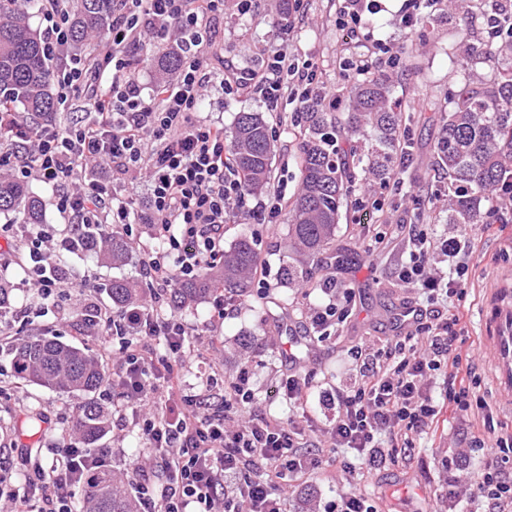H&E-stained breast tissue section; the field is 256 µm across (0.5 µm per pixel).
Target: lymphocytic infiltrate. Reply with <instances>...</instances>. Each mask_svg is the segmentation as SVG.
I'll return each instance as SVG.
<instances>
[{
    "label": "lymphocytic infiltrate",
    "mask_w": 512,
    "mask_h": 512,
    "mask_svg": "<svg viewBox=\"0 0 512 512\" xmlns=\"http://www.w3.org/2000/svg\"><path fill=\"white\" fill-rule=\"evenodd\" d=\"M40 10L45 52L59 62L54 78L60 101L84 96L94 115L62 128L0 115V169L52 188L54 205L68 221L64 240L90 224H119L128 234L134 225H148L162 244L161 252H144L140 260L155 289L153 304L114 316L111 308L86 296V281L53 276L42 250L45 231L32 232L23 224L0 225V264L8 263L12 246L24 240L41 297L55 304L80 301L102 357L119 356L112 373V412L116 427L138 425L151 455L152 467L138 472L146 512H285L281 489L323 464L322 456L302 451L310 429L307 415L285 420L256 415L244 370L220 404H212L204 392L182 393L178 381L191 369L195 351L217 352L220 340H193L181 318L162 311L175 281L194 279L221 263L224 224L232 210L250 208L262 223L273 224L286 196L287 185L280 181L264 198L250 200L228 161L223 124L199 111L212 84L200 60L202 46L224 0H114L106 34L90 59L68 50L67 0H42ZM173 30L185 55L183 67L176 79L157 82L150 95H143L129 51L145 38L162 39ZM222 85L230 96L258 91L271 112L286 102L307 111L321 95L315 66L295 62L282 48L264 67L238 69ZM87 159L97 162V172L87 173ZM426 243L423 235L413 236L409 258L397 270L399 284L419 289L427 302L417 309L409 336L397 337L394 350L383 355L357 345L360 382L328 395L336 416L323 446L330 454L349 448L358 455L357 463H340L343 474L383 465L394 449L411 447L413 432L435 422L440 410L424 385L440 369L448 371L445 393L454 413L464 417L488 408L471 393L462 366L460 315L430 310L441 295L455 293L466 275L469 246L455 237L436 242V250L455 262L456 277L447 281L428 275ZM322 290L327 303L311 309L305 323L307 333L320 337L352 312L351 292H338L330 281ZM155 338L164 341L159 357L147 348ZM471 445L488 459L476 480L486 512H512V476L504 470L512 464V439H475ZM111 456L108 448H70L53 458L46 478L29 482L24 494L9 495L8 512H72L74 489L90 483Z\"/></svg>",
    "instance_id": "1"
}]
</instances>
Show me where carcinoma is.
Returning a JSON list of instances; mask_svg holds the SVG:
<instances>
[{
    "label": "carcinoma",
    "instance_id": "obj_1",
    "mask_svg": "<svg viewBox=\"0 0 512 512\" xmlns=\"http://www.w3.org/2000/svg\"><path fill=\"white\" fill-rule=\"evenodd\" d=\"M114 0H73L69 13L71 41L84 44L101 35L112 16ZM36 0H0V105L6 112L37 122L57 112L53 67L40 34L31 24ZM509 90L464 81L451 99L435 146L438 167L448 178V223L485 224L488 213L504 205L495 190L512 183V83ZM300 128V189L285 206L293 262L285 268L290 284L309 282L308 264L336 233L343 200L357 187L359 167L379 182L393 171L406 145L404 112L391 104V85L367 71L351 86L344 121L321 101L298 116ZM272 133L259 112H240L227 144L235 169L249 194L270 180ZM21 224L44 223V205L22 183L0 174V214ZM131 243L120 231L104 233L88 225L72 240L69 252L93 253L101 260L124 262ZM260 264L254 241L242 237L224 252L221 265L198 278L178 282L169 290L172 310H182L220 289L240 294L250 288ZM104 289L119 309L136 305L143 286L114 278ZM17 378L41 387L77 394L71 437L81 448H98L110 429L108 409L95 393L108 376L99 357L55 339L36 337L10 351ZM81 512H139L123 475L105 465L83 498Z\"/></svg>",
    "mask_w": 512,
    "mask_h": 512
}]
</instances>
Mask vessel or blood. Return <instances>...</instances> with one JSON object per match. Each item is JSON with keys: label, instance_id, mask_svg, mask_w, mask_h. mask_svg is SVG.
<instances>
[{"label": "vessel or blood", "instance_id": "vessel-or-blood-1", "mask_svg": "<svg viewBox=\"0 0 512 512\" xmlns=\"http://www.w3.org/2000/svg\"><path fill=\"white\" fill-rule=\"evenodd\" d=\"M480 325L491 352L492 380L499 393L512 402V284L501 281L487 289Z\"/></svg>", "mask_w": 512, "mask_h": 512}]
</instances>
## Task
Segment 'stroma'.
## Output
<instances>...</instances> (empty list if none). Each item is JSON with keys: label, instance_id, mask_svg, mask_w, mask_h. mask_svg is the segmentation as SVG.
<instances>
[{"label": "stroma", "instance_id": "obj_1", "mask_svg": "<svg viewBox=\"0 0 512 512\" xmlns=\"http://www.w3.org/2000/svg\"><path fill=\"white\" fill-rule=\"evenodd\" d=\"M501 3L471 0L465 10L458 11L449 8L446 0H430L426 9L430 24L403 28L397 20L404 0H381L380 12L364 16L371 38L360 43L345 41L337 30L336 0H301L299 12L289 20L280 16L278 0H261L257 10L245 15L239 13L237 0H224L223 14L211 23L214 43L205 53V62L215 85L206 95L203 113L228 131L238 113H263L274 135L273 176L287 182L288 195H295L299 185L295 157L300 137L291 106L270 112L259 93L225 97L218 86L232 69L253 65L265 53L284 47L297 58L311 61L340 115L348 108L347 98L337 93L348 79L342 64L348 58L369 56L377 72L391 81L393 103L409 112L412 149L385 183L364 180L362 189L349 197L333 240L312 268V287H294L283 278L290 260L286 223L260 224L249 209L234 211L224 226V244L229 247L241 237L253 238L267 285L251 287L242 297L218 293L183 312V320L197 332L224 340L223 367H214L212 355H202L180 379L185 393L205 390L214 377L219 384L209 388L222 396L225 384L235 380L245 362L258 411L285 418L296 410L275 389L302 367L311 373L307 409L314 426L324 427L334 414L328 392L360 378L353 348L364 342L373 349H385L394 334V312L418 298L417 290L401 287L396 277L399 265L408 258L412 233H424L431 240L463 237L474 243L461 292L449 297L448 305L463 315L464 337L474 348V391L491 404L493 428H486L483 414L469 415L461 422L450 411H442L437 423L415 436L413 448L396 450L381 469L365 471L348 482L329 467L293 482L283 493L287 512H306L309 498L327 502L346 487L373 499L381 512H470L475 506L473 496L462 494L440 459L451 454L459 440L512 435V407L492 384L479 329L486 289L496 275L512 271V211L492 215L487 232L477 224L463 228L449 223L443 206L448 182L436 166L433 151L448 110V92L460 85L466 72L482 76L491 85L512 74V48L506 46L495 56L478 60L470 70L461 67L465 49L487 44L486 18ZM378 39L401 52V66L390 67L386 54L372 53V43ZM134 231L137 253L118 268L90 256L62 258L54 252L50 258L65 259L71 279L88 278V296L106 306L110 300L101 283L113 277L141 279L138 254L154 246L147 226L137 225ZM14 250L10 265L0 271L14 287L11 308L0 317V459L10 460L9 467L0 471V484L11 492L22 490L26 477L38 476L52 454L69 447L72 438L66 428L74 398L18 383L8 349L20 339L42 335L92 350L98 347L80 323L78 311L53 306L33 288L25 244H15ZM328 279L353 290V313L331 335H303L307 309L321 302L319 286Z\"/></svg>", "mask_w": 512, "mask_h": 512}]
</instances>
